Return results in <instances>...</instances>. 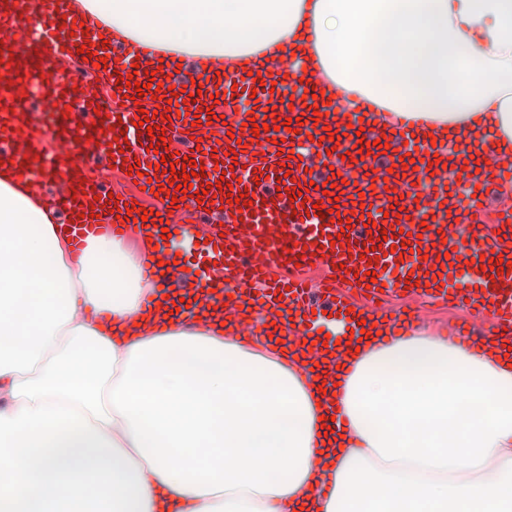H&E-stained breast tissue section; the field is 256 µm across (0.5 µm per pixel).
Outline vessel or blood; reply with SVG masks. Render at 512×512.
<instances>
[{
  "instance_id": "vessel-or-blood-1",
  "label": "vessel or blood",
  "mask_w": 512,
  "mask_h": 512,
  "mask_svg": "<svg viewBox=\"0 0 512 512\" xmlns=\"http://www.w3.org/2000/svg\"><path fill=\"white\" fill-rule=\"evenodd\" d=\"M71 3L0 0V112L12 115L10 121L0 123V155L30 170L38 184L50 186L59 202V226L73 244L93 232L126 235L140 217L136 198L110 195L101 176L69 166L77 148L111 155L113 165L124 169L139 165V186L159 189L171 181L170 167L184 161L180 153L172 161H162L161 150L196 138L200 148L192 158L203 165L204 174L193 179L187 192L190 208L172 207L158 217L172 239L200 243L196 252L169 264L166 279L173 292L189 294L182 269L193 266L200 269L201 282L211 284L217 294L261 283L267 289V303H285L301 311L313 302L338 308L345 292H363L368 299L362 310L373 317L382 312L375 304L381 291H393L400 284L417 304L468 305L473 316L492 315L498 334L512 336V202L500 195L501 186L512 184L511 164L489 161L476 181L463 167L469 157L466 146H459L454 154L463 179L455 198L456 215L460 223L475 227L474 236L459 250L483 254L493 262L491 269L476 274L483 285L481 294L466 296L448 280L439 288L417 285V270L428 265L430 240L451 231L439 219L422 226L429 209L416 203L420 189L406 176L401 161L403 155H411L424 170L433 160L435 149L425 124L400 125L386 150L376 146L374 132L361 130L356 111L339 113L332 121V139L316 147L306 143L307 136L319 133L313 121H305L294 133L279 127L273 117L256 145L246 148L225 137L207 139L202 121L214 101L243 104L253 97L265 100L274 90L288 93L295 83L290 64L280 66L279 81L269 87L261 85L256 75L215 79L220 65L211 60L206 72L189 76L178 71L173 58L164 70L168 86L147 89L136 99L131 90L119 87L117 79L132 73L141 54L139 45L104 38L101 25L93 19L83 27H72ZM34 7L43 22L29 33L20 26L18 13ZM81 47L106 58V67L93 76L67 70ZM145 116L152 126L163 128V139L150 138L140 124ZM40 117L61 130L49 156L30 145ZM364 140L371 144L366 156L359 153ZM275 141L282 148L276 164L268 159ZM245 159L250 166L243 176L232 165ZM221 181L226 184L222 190L217 187ZM350 183L373 190L359 217L335 204ZM202 185L210 192L201 198L197 189ZM231 192L247 195L248 204L228 201ZM489 195L496 199L498 217L492 224L476 223ZM394 202L402 207V215L390 214ZM121 209L126 212L124 221L114 223ZM345 220L350 221V230H343ZM368 220L373 221V229L365 228ZM302 261L327 267V279L308 284L283 276L284 268Z\"/></svg>"
}]
</instances>
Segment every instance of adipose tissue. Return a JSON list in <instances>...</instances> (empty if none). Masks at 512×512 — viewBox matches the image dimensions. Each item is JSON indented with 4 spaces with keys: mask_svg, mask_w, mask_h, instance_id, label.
Returning <instances> with one entry per match:
<instances>
[{
    "mask_svg": "<svg viewBox=\"0 0 512 512\" xmlns=\"http://www.w3.org/2000/svg\"><path fill=\"white\" fill-rule=\"evenodd\" d=\"M169 55L247 75L289 56L379 131L424 119L512 159V0H77ZM0 163V512H512V351L421 328L304 329L261 303L169 318L151 248L81 250ZM257 317L255 336L234 326ZM321 345L323 360L308 359ZM331 417L323 429L321 416Z\"/></svg>",
    "mask_w": 512,
    "mask_h": 512,
    "instance_id": "1",
    "label": "adipose tissue"
}]
</instances>
